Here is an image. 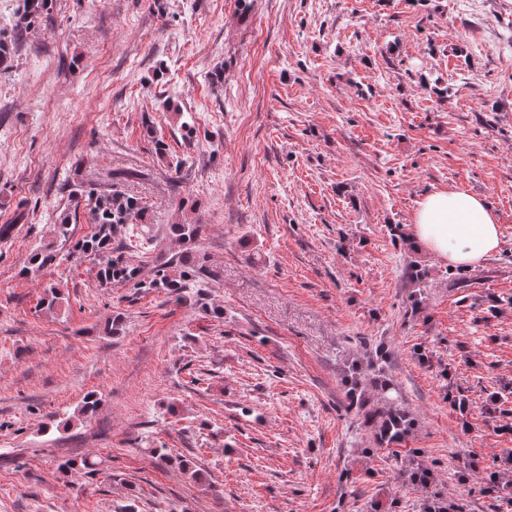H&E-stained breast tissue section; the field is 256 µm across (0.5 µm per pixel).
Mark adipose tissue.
<instances>
[{"label": "adipose tissue", "mask_w": 512, "mask_h": 512, "mask_svg": "<svg viewBox=\"0 0 512 512\" xmlns=\"http://www.w3.org/2000/svg\"><path fill=\"white\" fill-rule=\"evenodd\" d=\"M412 239L452 266L473 267L496 252L501 232L483 197L463 190H436L417 203Z\"/></svg>", "instance_id": "obj_1"}]
</instances>
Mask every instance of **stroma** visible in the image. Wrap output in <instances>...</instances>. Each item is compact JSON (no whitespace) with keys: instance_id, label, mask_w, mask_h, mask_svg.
I'll list each match as a JSON object with an SVG mask.
<instances>
[{"instance_id":"35a3bbf8","label":"stroma","mask_w":512,"mask_h":512,"mask_svg":"<svg viewBox=\"0 0 512 512\" xmlns=\"http://www.w3.org/2000/svg\"><path fill=\"white\" fill-rule=\"evenodd\" d=\"M87 182L145 204L143 278L199 225L185 301L99 287L91 206L56 236ZM441 189L487 200L496 254L415 248ZM3 224L0 512H512V0H47L0 72ZM385 380L381 447L347 392ZM350 389L349 406L357 412H363L366 423L377 430L376 437L380 445L390 446L400 441L409 425L407 413L401 407L399 390L389 382L381 385L377 400L365 395L358 384Z\"/></svg>"}]
</instances>
